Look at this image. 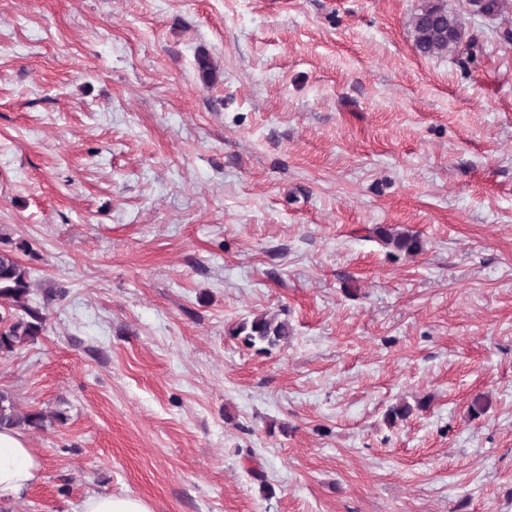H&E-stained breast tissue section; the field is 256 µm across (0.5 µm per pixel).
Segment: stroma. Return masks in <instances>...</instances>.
<instances>
[{"mask_svg":"<svg viewBox=\"0 0 512 512\" xmlns=\"http://www.w3.org/2000/svg\"><path fill=\"white\" fill-rule=\"evenodd\" d=\"M423 3L0 0V232L44 317L0 389L64 415L0 512H512V12L466 62L418 53ZM262 313L268 355L230 334ZM376 234L392 253L414 256L422 251V240L416 233L400 228L379 226ZM231 336L256 353L268 354L272 349L288 343L292 328L277 316L260 314L251 321H243L230 331ZM82 512H151L140 498L133 496L95 495L82 504Z\"/></svg>","mask_w":512,"mask_h":512,"instance_id":"obj_1","label":"stroma"}]
</instances>
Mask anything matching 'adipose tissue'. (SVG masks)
<instances>
[{
	"mask_svg": "<svg viewBox=\"0 0 512 512\" xmlns=\"http://www.w3.org/2000/svg\"><path fill=\"white\" fill-rule=\"evenodd\" d=\"M41 461L20 428L0 429V494L20 492L38 482Z\"/></svg>",
	"mask_w": 512,
	"mask_h": 512,
	"instance_id": "ef3b65f1",
	"label": "adipose tissue"
}]
</instances>
